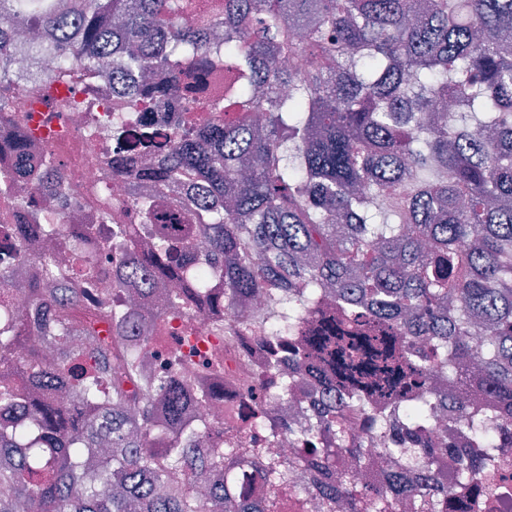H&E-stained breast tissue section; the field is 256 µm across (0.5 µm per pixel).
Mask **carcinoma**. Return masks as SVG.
<instances>
[{
	"instance_id": "1",
	"label": "carcinoma",
	"mask_w": 512,
	"mask_h": 512,
	"mask_svg": "<svg viewBox=\"0 0 512 512\" xmlns=\"http://www.w3.org/2000/svg\"><path fill=\"white\" fill-rule=\"evenodd\" d=\"M51 60L43 74L20 57ZM224 66L208 128L107 129L134 183L112 224L30 222L67 182L39 126L185 92L155 70ZM446 99L453 112L433 111ZM0 170L16 246L0 268L35 332L0 317V512H455L512 469V0H0ZM119 255L115 302H84ZM209 322L200 336L197 317ZM178 319L173 368L154 344ZM215 340L224 351L203 353ZM200 368L197 381L182 364ZM249 402L240 425L230 402ZM224 402L213 440L200 407ZM279 438L288 447L272 449Z\"/></svg>"
}]
</instances>
